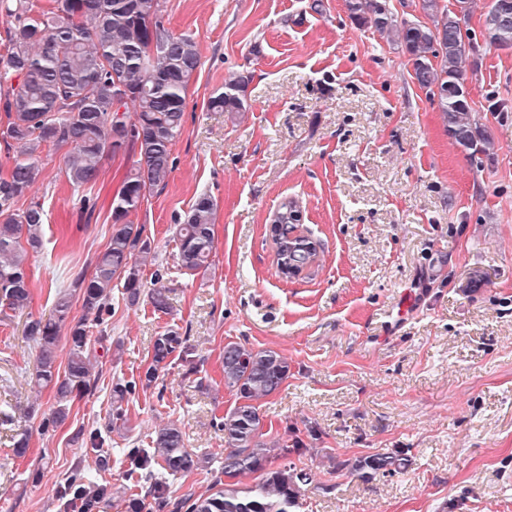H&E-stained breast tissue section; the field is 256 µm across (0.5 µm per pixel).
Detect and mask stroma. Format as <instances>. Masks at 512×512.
I'll return each mask as SVG.
<instances>
[{"mask_svg":"<svg viewBox=\"0 0 512 512\" xmlns=\"http://www.w3.org/2000/svg\"><path fill=\"white\" fill-rule=\"evenodd\" d=\"M320 1L316 11L313 0H161L169 31L192 35L200 57L169 182L132 217L157 255L145 286L167 288L170 307L116 298L98 316L74 297L72 318L100 342L97 387L46 430L54 392L30 379L37 347L24 324L91 272L138 155L106 158L79 193L62 152L44 157L29 194L46 214L44 246L29 257L30 312L0 322V406L34 414L25 458L0 427V512H79L57 494L77 464L109 488L96 512H127L132 496L143 512H175L173 499L208 494L224 460L215 418L236 402L223 380L230 341L288 361L260 413L265 441L291 447L307 475L297 512H512V49L485 40L492 0H474L462 24L477 44L467 86L495 148L470 156L401 46L353 21L346 0ZM234 74L248 78L244 111H208ZM203 192L218 204L216 251L191 275L175 266L174 224ZM286 200L322 243L315 274L288 281L267 234ZM169 328L190 358L171 357L157 385L115 407L113 381L138 380ZM170 423L208 462L162 502L118 451L149 447ZM80 428L101 429L102 446L74 442ZM394 449L402 470L366 480L347 466Z\"/></svg>","mask_w":512,"mask_h":512,"instance_id":"1","label":"stroma"}]
</instances>
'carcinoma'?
Returning <instances> with one entry per match:
<instances>
[{"label":"carcinoma","instance_id":"obj_1","mask_svg":"<svg viewBox=\"0 0 512 512\" xmlns=\"http://www.w3.org/2000/svg\"><path fill=\"white\" fill-rule=\"evenodd\" d=\"M498 19L485 20L489 43L512 45V0H494ZM350 17L361 24L366 16L380 32L396 31L402 49L413 61L414 77L438 103L448 134L471 155L488 154L493 143L481 135L468 100L465 62L475 51L472 40L456 34L471 9V0H453L443 9L439 0H421V9L441 20L429 27L419 22L396 24L389 0H347ZM0 18L8 24L0 78L19 79L0 93V142L19 149L6 172H0V313L29 307L32 294L28 255L43 245L45 213L40 204L16 208L40 173L43 153L65 150L64 175L74 188L96 182L106 156L138 150L136 167L126 174L112 198L111 233L93 271L75 280L85 309L111 310L114 283L126 303L135 306L142 294L158 311L170 308L168 290L145 289L142 263L155 259L144 227L130 216L154 189L167 185L174 168L172 148L178 139L190 79L199 66V53L188 34L175 35L165 27L160 0H0ZM247 77L224 83L208 101L214 112H240L245 107ZM296 203H281L270 224L279 274L285 279L310 274L322 244L298 232ZM217 202L200 194L187 214L176 219L177 266L195 274L207 271L215 252ZM72 294H57L48 317L26 321L24 335L38 345L32 381L55 390L56 407L49 422H63L70 404L90 392L95 343L81 320L68 321ZM70 322L68 359L56 364L59 329ZM187 353L185 338L169 329L153 343L152 362L140 379L150 387L174 354ZM224 388L235 393V406L218 418L224 432V463L212 492L187 497V512H295L302 472L283 462L273 466L271 449L262 441V416L257 402L275 393L288 378V362L277 352L229 341L224 345ZM137 383H112V402L120 404L135 393ZM15 456L23 458L30 435L22 429L11 436ZM131 470L147 492L169 496L170 479L185 476L206 463L185 445L182 429L169 424L159 429L148 448H124ZM395 451L359 457L351 470L365 479L380 470L404 465ZM250 476L244 485L238 478ZM86 475L75 468L59 493L86 491Z\"/></svg>","mask_w":512,"mask_h":512}]
</instances>
